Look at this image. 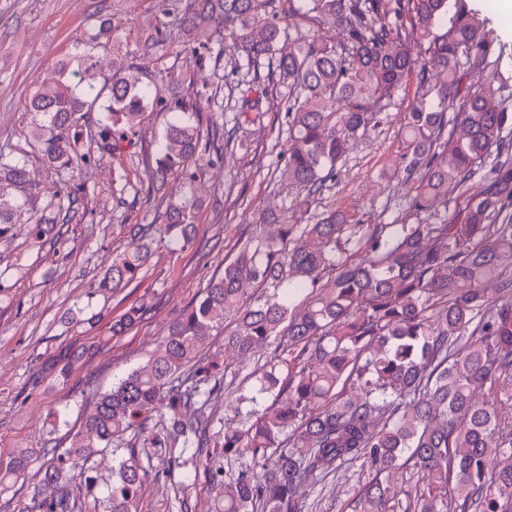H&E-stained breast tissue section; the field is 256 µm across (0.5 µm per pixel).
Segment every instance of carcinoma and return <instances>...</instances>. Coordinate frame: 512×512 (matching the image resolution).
<instances>
[{"label": "carcinoma", "instance_id": "carcinoma-1", "mask_svg": "<svg viewBox=\"0 0 512 512\" xmlns=\"http://www.w3.org/2000/svg\"><path fill=\"white\" fill-rule=\"evenodd\" d=\"M289 2L316 32L287 23L277 0H157L143 50L161 62L179 37L200 69L226 44L232 70L272 67L288 88V148L277 171L313 222L290 224L267 209L259 233L147 360L87 397L62 451L51 435L68 426L66 413L53 411L41 446L18 449L0 468L4 494L34 458L44 461L43 491L17 512H84L86 499L62 478L81 464L91 491L105 449L112 481L93 512H139L146 486L179 470L204 475L211 512H309L346 467L368 475L351 512H512V67L472 0ZM102 38L113 40L112 54L95 53ZM78 61L103 84L73 82L62 61L29 102L41 115L32 136L61 177L48 209L73 218L83 186L64 174L121 154L150 108L174 113L152 182L176 174L192 185L202 155L223 157L224 127L204 133L188 118L211 101L208 84L190 98L158 96L131 76L135 63L108 19ZM412 80L393 172L402 216L376 224L318 211L350 143L389 122L385 101ZM100 108L96 130L83 135L86 114ZM37 185L33 171L0 153L1 239L22 212L6 199ZM198 208L195 198L169 205L171 244L190 241ZM146 261L135 232L94 293L121 290ZM145 312L128 308L112 336ZM220 328L238 362L258 352L265 360L247 374L233 415L217 418L209 405L225 384L201 352ZM83 356L54 351L29 386L68 377ZM152 454L162 466L144 464Z\"/></svg>", "mask_w": 512, "mask_h": 512}]
</instances>
